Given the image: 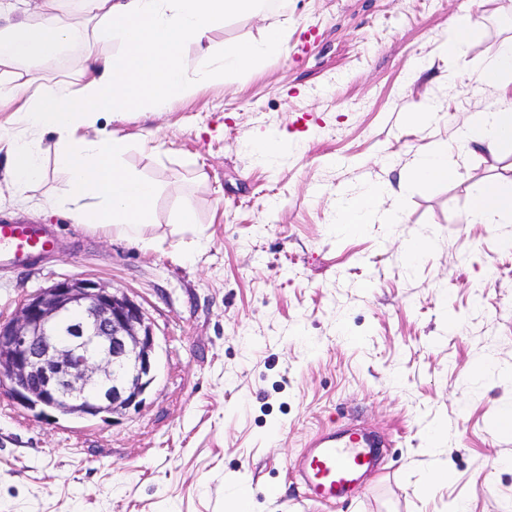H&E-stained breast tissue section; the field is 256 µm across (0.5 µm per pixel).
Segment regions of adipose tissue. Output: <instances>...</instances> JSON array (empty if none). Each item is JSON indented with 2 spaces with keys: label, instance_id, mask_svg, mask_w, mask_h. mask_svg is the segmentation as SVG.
<instances>
[{
  "label": "adipose tissue",
  "instance_id": "1",
  "mask_svg": "<svg viewBox=\"0 0 512 512\" xmlns=\"http://www.w3.org/2000/svg\"><path fill=\"white\" fill-rule=\"evenodd\" d=\"M30 0H0V106L13 105L10 127L0 126L8 175L23 193L43 175L44 134L57 136V164L66 175L54 204L80 224L138 243L155 219L159 185L130 167L129 144L107 134L105 117L159 113L193 97L201 83L223 81L283 53L281 25L260 27L258 37L218 42L216 30L230 18L265 15L276 0H87L88 32L76 59L77 82L52 84L27 64L49 60L71 44L74 28L42 12L36 23L13 21ZM111 52H102V45ZM512 140V102L472 113L456 143L462 152L496 154ZM456 177L444 150L425 148L407 170L406 181L448 182ZM475 223H512V188L492 187L472 208Z\"/></svg>",
  "mask_w": 512,
  "mask_h": 512
}]
</instances>
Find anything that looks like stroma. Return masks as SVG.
I'll return each instance as SVG.
<instances>
[{
	"label": "stroma",
	"mask_w": 512,
	"mask_h": 512,
	"mask_svg": "<svg viewBox=\"0 0 512 512\" xmlns=\"http://www.w3.org/2000/svg\"><path fill=\"white\" fill-rule=\"evenodd\" d=\"M475 32L442 45L455 18ZM282 55L203 85L160 114L103 120L127 163L161 187L146 243L73 223L54 135L44 175L13 195L0 151V218L54 225L33 268H0V321L39 289L90 279L147 314L156 379L107 420L40 417L0 390V512H512V224H473L474 200L512 184L497 156L453 144L473 112L512 99L478 67L512 39L501 0H286ZM430 98L434 115L409 117ZM282 136L261 159L252 143ZM448 146L454 181L400 186L417 148ZM205 179H196L197 171ZM397 186L401 223L338 227L341 197ZM190 198L197 222L175 231ZM430 251L408 262L407 244ZM490 362L482 375L475 361ZM383 443L380 467L332 505L301 501L290 463L332 424ZM474 25L472 17L468 14L456 18L448 40L445 42V52L448 56L458 55L461 48L469 41Z\"/></svg>",
	"instance_id": "stroma-1"
}]
</instances>
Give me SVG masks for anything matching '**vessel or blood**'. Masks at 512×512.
Returning <instances> with one entry per match:
<instances>
[{"instance_id":"obj_1","label":"vessel or blood","mask_w":512,"mask_h":512,"mask_svg":"<svg viewBox=\"0 0 512 512\" xmlns=\"http://www.w3.org/2000/svg\"><path fill=\"white\" fill-rule=\"evenodd\" d=\"M56 246L47 225L0 220V268H27ZM374 446L365 429L352 422L319 432L292 464L302 480V500L328 505L349 497L374 465Z\"/></svg>"}]
</instances>
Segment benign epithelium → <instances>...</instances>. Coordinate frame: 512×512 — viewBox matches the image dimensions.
Listing matches in <instances>:
<instances>
[{
  "instance_id": "benign-epithelium-1",
  "label": "benign epithelium",
  "mask_w": 512,
  "mask_h": 512,
  "mask_svg": "<svg viewBox=\"0 0 512 512\" xmlns=\"http://www.w3.org/2000/svg\"><path fill=\"white\" fill-rule=\"evenodd\" d=\"M156 341L142 307L90 279H63L0 322V388L40 415L87 419L142 403Z\"/></svg>"
}]
</instances>
